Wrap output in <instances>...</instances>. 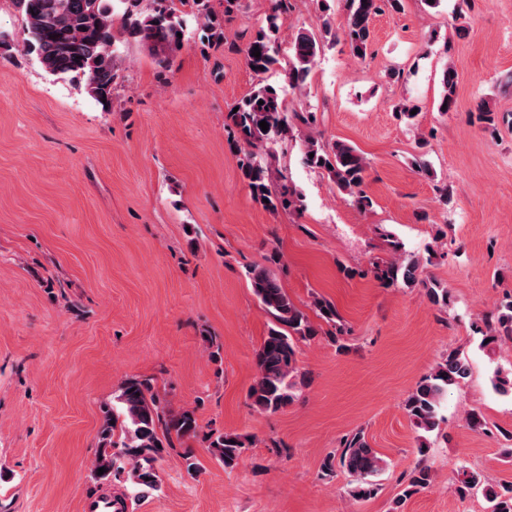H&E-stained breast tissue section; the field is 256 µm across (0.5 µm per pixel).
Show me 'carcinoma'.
<instances>
[{
  "instance_id": "obj_1",
  "label": "carcinoma",
  "mask_w": 512,
  "mask_h": 512,
  "mask_svg": "<svg viewBox=\"0 0 512 512\" xmlns=\"http://www.w3.org/2000/svg\"><path fill=\"white\" fill-rule=\"evenodd\" d=\"M26 19L25 48L37 56L42 66L53 75H74L85 83L87 93L104 108L112 106L114 85L120 67L119 55L114 50V17L111 0H16ZM190 5L201 20V41L210 46L224 40V23L239 8V0H224L222 14H217L210 0H152L146 10L125 11L122 27L127 35L145 43L167 68L182 49L186 34L183 18L176 5ZM287 0H274L264 25L256 31L243 49L249 68L257 75L267 73L276 63V41L281 29V15ZM346 14L342 28H333L330 5H325L322 31L333 42L344 40L352 55L365 59L372 45V21L387 9L400 11L402 0H343ZM260 49V57L252 55ZM293 58L288 68V87L301 88L311 65L320 52V43L309 31L297 33ZM442 94L438 107L451 111L456 104L455 72L448 66L441 72ZM238 111L228 112V126L236 137L238 168L255 201L275 213L291 207L293 200L287 192L272 188L271 170L267 157L271 146L294 137L295 122L309 123L310 115L288 112L282 93L265 84L252 90L236 103ZM265 121L264 131L259 123ZM305 163L328 172L336 190L354 199L363 209L370 206L364 195L367 162L355 146L341 139L320 142L304 140ZM391 250L399 257L389 262H375L371 272L381 285L389 288L420 285L429 301L441 310L448 309V286L431 278L425 279L422 258L402 251V244L390 232L383 233ZM259 305L271 318L262 344L254 353L256 376L249 392L252 407L261 413H277L291 405L297 392L310 382L309 372L297 363V343L319 335L322 327L314 324L308 315L295 305L282 287L273 269L267 265L252 264L245 268ZM316 316L330 330L332 342L343 349L340 337L344 324L336 306L329 300L312 295ZM484 338L487 346L496 347L512 341V297L498 310L495 323L487 325ZM470 374V365L458 351L442 356L429 374L409 393L404 409L413 425L432 433L439 429L441 404L448 390ZM199 434L195 411L174 408L161 397L155 387V378L131 376L124 379L112 393V402L102 408L101 424L97 433V450L91 479L96 483L112 479L123 480L131 492L140 497L161 490L157 463L163 454L177 447L187 471L197 468L189 442ZM210 453L226 469L236 467L251 439L237 433L212 432L206 436ZM340 467L355 482L352 496L365 500L376 494V477L386 469V461L372 448L363 431L347 435L342 441ZM105 472L98 474V469ZM432 480V469L420 460L409 472L400 500H405L426 488ZM457 491L464 496L479 492L489 504V512H512V484H499L483 474L461 467L457 471Z\"/></svg>"
}]
</instances>
